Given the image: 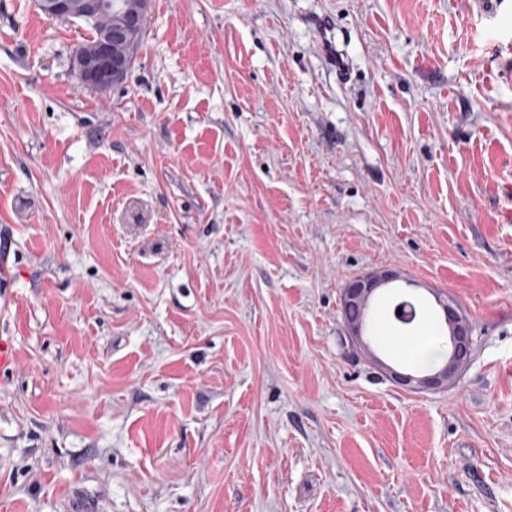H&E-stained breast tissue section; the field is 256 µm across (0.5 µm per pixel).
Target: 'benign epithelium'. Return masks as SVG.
<instances>
[{"label": "benign epithelium", "mask_w": 512, "mask_h": 512, "mask_svg": "<svg viewBox=\"0 0 512 512\" xmlns=\"http://www.w3.org/2000/svg\"><path fill=\"white\" fill-rule=\"evenodd\" d=\"M38 9L47 17L66 21L80 20L95 23L96 19L112 15V0H36ZM149 0L135 2L120 9V17L108 34L98 43L96 50L88 53L76 49L73 67L81 82L102 91L115 84L123 74L126 63L112 53L113 41L128 42L129 52L135 51V44L128 41L132 31L140 28L147 16ZM396 279V274L383 269L371 274L358 276L347 283L341 294L345 308L366 307L373 294L383 285ZM448 328V362L438 371L423 376L388 369L394 382L411 390L434 391L446 387L462 371L463 354L471 345V324L456 304L447 299H438ZM347 335L352 344L370 358H375L365 331L363 321L345 323Z\"/></svg>", "instance_id": "obj_1"}]
</instances>
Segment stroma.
Segmentation results:
<instances>
[{
    "instance_id": "stroma-1",
    "label": "stroma",
    "mask_w": 512,
    "mask_h": 512,
    "mask_svg": "<svg viewBox=\"0 0 512 512\" xmlns=\"http://www.w3.org/2000/svg\"><path fill=\"white\" fill-rule=\"evenodd\" d=\"M478 2L151 0L101 93L83 22L0 0V512H512V0ZM381 269L377 331L467 314L447 388L350 347ZM334 25L335 24L331 19H324L319 24L320 30L324 34L322 47L324 56L328 60L329 64L333 66L340 75L344 76L346 75V65L344 64V61L341 58L339 61H336V43L334 42L333 35ZM396 274L383 269L371 274L358 276L347 283L341 294V302L345 308H365L373 294L383 285L396 279ZM444 314V322L448 328V362L433 374L415 376L402 373L385 366L373 354L365 331L363 321L345 322L347 337L352 344L364 354L386 369L394 382L411 390L434 391L446 387L462 371L463 354L471 345V324L456 304L447 299L436 297Z\"/></svg>"
}]
</instances>
